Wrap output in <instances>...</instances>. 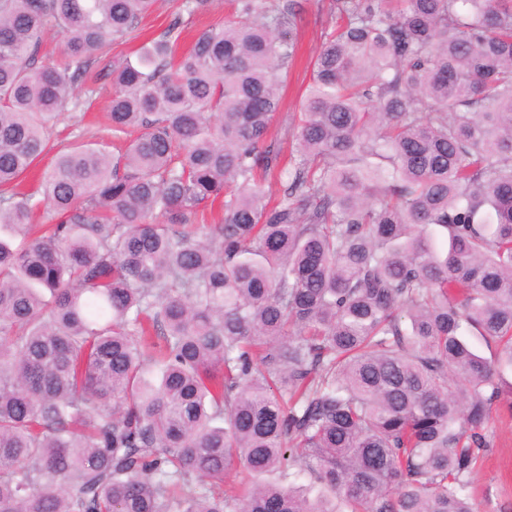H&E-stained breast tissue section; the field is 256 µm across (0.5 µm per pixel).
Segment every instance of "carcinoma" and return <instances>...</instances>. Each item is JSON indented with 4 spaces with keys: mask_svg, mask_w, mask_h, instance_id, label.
Listing matches in <instances>:
<instances>
[{
    "mask_svg": "<svg viewBox=\"0 0 512 512\" xmlns=\"http://www.w3.org/2000/svg\"><path fill=\"white\" fill-rule=\"evenodd\" d=\"M231 2L131 57L157 0H0V512H475L512 414V0H327L286 167L301 0ZM99 65L124 148L27 182ZM232 10L230 0H208L203 10L193 19L191 35L212 27L224 26V19Z\"/></svg>",
    "mask_w": 512,
    "mask_h": 512,
    "instance_id": "carcinoma-1",
    "label": "carcinoma"
}]
</instances>
